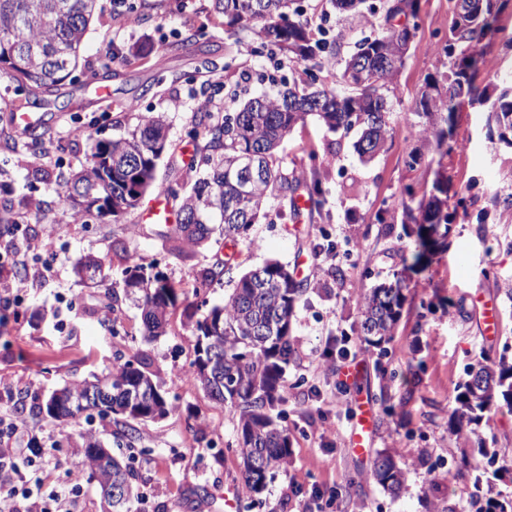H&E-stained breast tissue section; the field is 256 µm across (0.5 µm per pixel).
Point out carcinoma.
Instances as JSON below:
<instances>
[{"instance_id": "obj_1", "label": "carcinoma", "mask_w": 512, "mask_h": 512, "mask_svg": "<svg viewBox=\"0 0 512 512\" xmlns=\"http://www.w3.org/2000/svg\"><path fill=\"white\" fill-rule=\"evenodd\" d=\"M481 13L471 12L453 18L437 52L445 57L449 69L426 81L437 88L420 93L414 114L421 118L416 125L419 139L446 153L451 148L448 115L463 101L487 106L496 127H512V77H504L508 86L495 99L479 92L473 84L479 45L500 32L494 26L502 7ZM213 12L224 16L225 24L239 33L251 34L257 46L253 53L268 54L282 67L301 66L309 79L281 81L274 94L251 97L209 126V138L197 150L203 164H191L198 174L190 189L168 196L178 201L179 222L168 238L172 250L182 246H200L212 233L211 225H224V241L235 243L249 228L266 215L270 199L288 196L305 186L307 200L322 204L321 167L333 163L334 157L323 156L321 166L310 175L290 177L276 157L280 144L297 128L315 117L339 138H353L352 147L364 162L372 161L385 149L391 138L390 94L404 66L417 30L418 0H334V7L344 16L374 29V34L359 40L344 59L336 74V87L318 83L313 71H322L340 54V37L311 23V4L306 0H212ZM97 8V0H0V75L16 83V91L50 92L67 80L74 81L79 52L86 31ZM404 20L394 24L395 18ZM364 61L372 82L361 86L349 76L354 59ZM167 150V134L162 118L151 112L140 116L138 124L127 134L95 141L92 159L86 168L56 179L62 184L59 200L77 210L79 217L91 213L112 217L117 224L140 198L161 187L157 167ZM139 155L133 168L125 160L132 152ZM254 158L259 172L248 175L246 162ZM220 194L224 211L209 208L210 197ZM402 212L406 220L420 225L412 259L419 262L435 252L448 236V224L454 215L448 212V181L435 175L429 197L416 199L410 186L404 189ZM124 286L137 280L142 287L132 291L142 313L146 333L160 336L177 308L179 293L163 272L141 263L125 249L119 256ZM400 276L362 293L358 299L359 332L363 341L385 357L384 344L394 335L400 320L405 295ZM307 287L296 279L288 266L277 260L244 273L224 304L215 305L192 322L196 337L193 377L207 396L228 410L236 421L234 451L241 459L242 490L251 503L259 502L269 475L288 468L291 437L279 423L276 408L285 401L286 367L294 354L291 317L305 295ZM213 349L216 361L203 373L200 349ZM487 376L485 387L476 391L470 379L474 371ZM467 380L458 387L449 422L454 435L476 431L486 412L501 402L512 409V357L501 355L467 367ZM144 387L145 408L139 413L125 410L124 394L129 387ZM104 388L112 397L97 403L66 408L48 418L60 432L68 433L81 417L92 411L101 417L122 418L124 436L135 439L133 422L164 417L176 411V405L160 391L148 364L137 356L119 353L112 370L96 381H76L59 392L79 398L90 388ZM99 442L88 436L83 457L76 461V472L88 474L105 492V483L121 482L125 495L112 500V512H130L133 500L140 497L135 474L118 458L104 462L93 454ZM371 475L390 495L397 497L406 490V473L396 453L378 452L371 465Z\"/></svg>"}]
</instances>
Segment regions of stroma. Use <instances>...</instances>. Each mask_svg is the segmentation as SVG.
Listing matches in <instances>:
<instances>
[{"instance_id":"1","label":"stroma","mask_w":512,"mask_h":512,"mask_svg":"<svg viewBox=\"0 0 512 512\" xmlns=\"http://www.w3.org/2000/svg\"><path fill=\"white\" fill-rule=\"evenodd\" d=\"M138 23L125 19L114 0H98V10L84 38L76 84H65L47 106L33 108L31 96L16 93L0 76V250L40 244L52 269L29 277L20 301L5 291L15 282L9 267L0 268V407L17 405L23 430L37 432L50 420L37 404L56 388L94 380L112 368L115 353L145 358L176 412L136 426L132 460L143 493L133 512H231L227 488H241L240 459L230 451L235 421L208 399L194 381L195 338L188 317L200 303H223L247 270L277 260L297 271L308 291L292 316L296 355L287 369L283 408L291 434V463L274 475L254 512H298L312 487L329 497L321 512H475V503L512 498V409L492 407L475 435L449 432V412L465 367L485 357L512 356V147L500 144L486 108L464 106L451 116L452 148L440 154L419 147L411 113L427 77L447 71L435 48L450 24L448 0H419V29L398 76L388 148L362 164L350 140L338 139L316 120L292 133L278 150L292 174L309 173V148L336 157L323 179L322 208L293 215L287 201L272 200L266 218L254 224L234 248L231 270L200 293L197 276L222 260L219 237L199 248L172 251L167 226L147 214L154 195L107 224L77 218L56 203L54 185L35 179L43 168L79 170L91 160L99 136L123 134L141 113L161 115L168 127V147L158 162L159 177L178 184L194 181L190 169L194 144L205 141L206 123H195L200 107L223 115L231 87L254 91L259 76L273 70L272 60L252 55V39L211 16L212 0H134ZM500 38L484 43L476 65L478 90L497 95L500 75L512 67V2L497 16ZM205 28L207 51L192 39ZM152 45V53L128 62H108L109 51L135 44ZM39 111L43 125L41 154L32 157L29 136L12 122L13 114ZM197 138H189L190 130ZM419 149V162L409 153ZM448 179V209L455 219L447 248L429 260L405 268L416 247L417 227L381 217L399 204L406 186L430 191L435 171ZM332 241L341 254L336 262L313 268L315 244ZM137 252L143 263L157 265L170 281L185 287L164 335L147 340L141 311L124 295L120 267L92 278H79L73 266L93 255L113 262L116 247ZM405 273L406 301L396 331L379 358L357 331L360 294ZM495 300L498 333H482V303ZM349 337L340 346L339 337ZM360 370L357 387L338 391L328 363ZM373 403L372 452L399 453L408 488L394 498L370 476V459L351 450L358 415L357 397ZM112 418L81 419L53 450L59 463L50 483L65 481L70 462L81 457L86 434L113 452H124ZM497 451L483 477L457 471L461 456L478 459L479 448Z\"/></svg>"}]
</instances>
